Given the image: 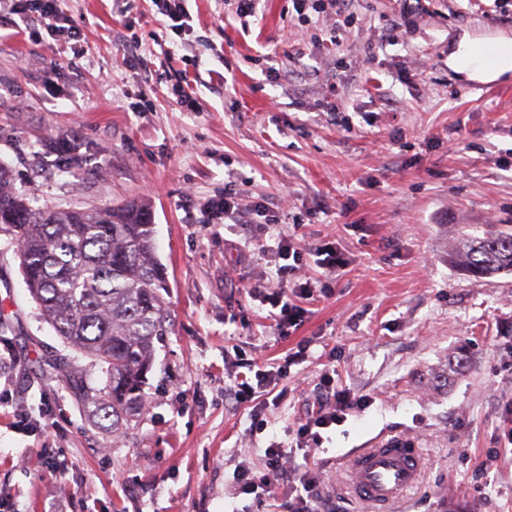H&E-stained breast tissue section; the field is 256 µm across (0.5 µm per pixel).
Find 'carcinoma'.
I'll list each match as a JSON object with an SVG mask.
<instances>
[{"label":"carcinoma","mask_w":512,"mask_h":512,"mask_svg":"<svg viewBox=\"0 0 512 512\" xmlns=\"http://www.w3.org/2000/svg\"><path fill=\"white\" fill-rule=\"evenodd\" d=\"M83 144L55 139L45 153L70 173ZM0 165V234L16 241L19 269L42 318L65 347L91 359L102 383L59 355L53 369L95 415L128 428L145 408L154 339L168 332L166 273L154 256L149 211L126 203L104 209L35 206L9 186ZM461 261L476 278L512 271V234L468 242Z\"/></svg>","instance_id":"1"}]
</instances>
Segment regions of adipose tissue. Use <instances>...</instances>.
<instances>
[{"instance_id": "ef3b65f1", "label": "adipose tissue", "mask_w": 512, "mask_h": 512, "mask_svg": "<svg viewBox=\"0 0 512 512\" xmlns=\"http://www.w3.org/2000/svg\"><path fill=\"white\" fill-rule=\"evenodd\" d=\"M448 67L474 83L495 82L512 73V38L462 36L448 55Z\"/></svg>"}]
</instances>
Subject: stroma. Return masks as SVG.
I'll return each instance as SVG.
<instances>
[{"mask_svg":"<svg viewBox=\"0 0 512 512\" xmlns=\"http://www.w3.org/2000/svg\"><path fill=\"white\" fill-rule=\"evenodd\" d=\"M59 6L81 39L0 22V165L41 205L144 203L171 328L148 408L113 435L50 368L64 346L0 235V320L15 356L0 365V512H282L274 496H232L240 462L262 468L276 442L289 470H327L389 435L426 457L391 512H512L500 415L512 401V272L478 279L454 261L462 239L512 230V78L475 85L447 65L462 35L511 38L512 0H428L408 33L392 28L400 0H353L358 20L338 47L317 41L335 15L299 23L292 0H260L246 18L233 0H189L179 38L151 0ZM183 78L198 111L172 93ZM73 136L82 167L35 175L42 143ZM228 183L275 225L218 218L210 203ZM281 232L347 259L332 278L309 255L290 272L331 289L303 301L284 337L245 292L279 288L269 249ZM303 341L309 358L262 426L225 403L238 364L281 362ZM326 370L372 403L297 447Z\"/></svg>","mask_w":512,"mask_h":512,"instance_id":"1","label":"stroma"}]
</instances>
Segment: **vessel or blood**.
Segmentation results:
<instances>
[{
  "label": "vessel or blood",
  "instance_id": "1",
  "mask_svg": "<svg viewBox=\"0 0 512 512\" xmlns=\"http://www.w3.org/2000/svg\"><path fill=\"white\" fill-rule=\"evenodd\" d=\"M342 464L351 490L374 512H387L392 503L417 485L424 454L405 440L390 437L350 454Z\"/></svg>",
  "mask_w": 512,
  "mask_h": 512
}]
</instances>
